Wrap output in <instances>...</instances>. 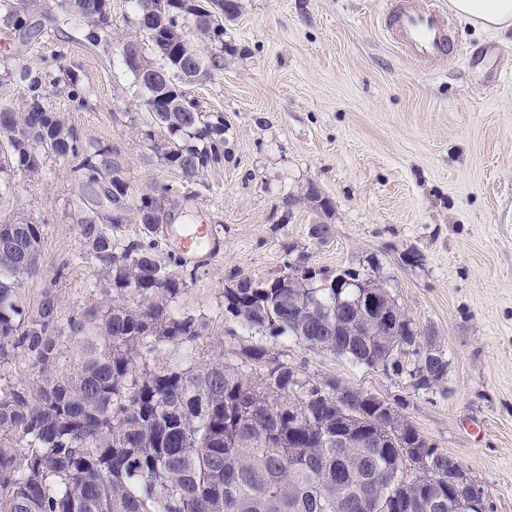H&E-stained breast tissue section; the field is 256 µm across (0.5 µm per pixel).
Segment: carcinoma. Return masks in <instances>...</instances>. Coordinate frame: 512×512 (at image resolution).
Masks as SVG:
<instances>
[{"instance_id":"cac0c4a2","label":"carcinoma","mask_w":512,"mask_h":512,"mask_svg":"<svg viewBox=\"0 0 512 512\" xmlns=\"http://www.w3.org/2000/svg\"><path fill=\"white\" fill-rule=\"evenodd\" d=\"M134 18L117 52L144 90V106L167 134L154 145L166 166L193 179L224 164V123L207 122L181 85L224 59V20L235 0H134ZM5 20L26 43L42 20L27 0H0ZM198 15L183 33L185 12ZM46 18L62 34L110 43L109 0H56ZM148 34L154 57L142 53ZM155 69L178 73L152 81ZM23 84L22 104L0 103L7 150L0 174L41 173L45 157L72 164L87 206L78 227L87 253L105 270L112 297L92 298L61 324L51 291L36 309L20 296L36 272L44 225L20 220L0 236V512H448L461 464L428 447L395 407L384 411L369 393L333 377L303 378L255 346L240 362L220 352L196 357L195 318L175 312L186 280L173 272L181 258L163 259L154 239L118 242L113 229L133 212L147 230L162 223L168 190L132 192L124 164L108 150L90 152L65 112L48 99L87 98L63 69L5 72ZM347 287L312 276L242 279L224 289V308L263 336L283 337L352 364L406 371L411 387L429 392L448 383V357L409 318L384 335L367 326L359 299L380 301L382 282L342 270ZM366 284L354 287L355 282ZM174 354L160 357L161 347ZM32 361L36 381L12 377L16 359ZM264 364L261 369L257 364ZM361 436L382 437L371 448H340L336 436L350 417ZM425 448L424 476L396 478L401 450Z\"/></svg>"}]
</instances>
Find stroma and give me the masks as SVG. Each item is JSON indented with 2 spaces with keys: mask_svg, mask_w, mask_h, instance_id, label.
Returning <instances> with one entry per match:
<instances>
[{
  "mask_svg": "<svg viewBox=\"0 0 512 512\" xmlns=\"http://www.w3.org/2000/svg\"><path fill=\"white\" fill-rule=\"evenodd\" d=\"M391 0H237L224 23V63L185 91L206 120L224 121V165L194 180L164 166L143 131L151 119L119 55L67 39L53 26L25 43L0 22V70L59 66L88 104L69 113L90 150L124 163L135 192L168 189L171 226L206 224L207 246L179 270L178 313L202 325L199 352L237 360L253 346L303 377H336L395 404L437 452L456 457L491 512H512V29L487 33L453 20L460 53L426 64L382 27ZM0 195V224L45 227L35 274L21 295L44 291L63 314L110 288L87 255L81 195L68 164L15 173ZM315 188L319 203L284 209ZM327 224L331 235L310 229ZM329 274L373 273L449 360L446 391L417 392L328 352L262 336L224 311L239 279L264 281L287 262Z\"/></svg>",
  "mask_w": 512,
  "mask_h": 512,
  "instance_id": "35a3bbf8",
  "label": "stroma"
}]
</instances>
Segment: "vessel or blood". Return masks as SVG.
Returning a JSON list of instances; mask_svg holds the SVG:
<instances>
[{
	"label": "vessel or blood",
	"instance_id": "obj_1",
	"mask_svg": "<svg viewBox=\"0 0 512 512\" xmlns=\"http://www.w3.org/2000/svg\"><path fill=\"white\" fill-rule=\"evenodd\" d=\"M451 26V18L443 9L437 6L422 8L413 0H399L386 19V28L398 48L430 63L457 55L458 48L449 38Z\"/></svg>",
	"mask_w": 512,
	"mask_h": 512
}]
</instances>
